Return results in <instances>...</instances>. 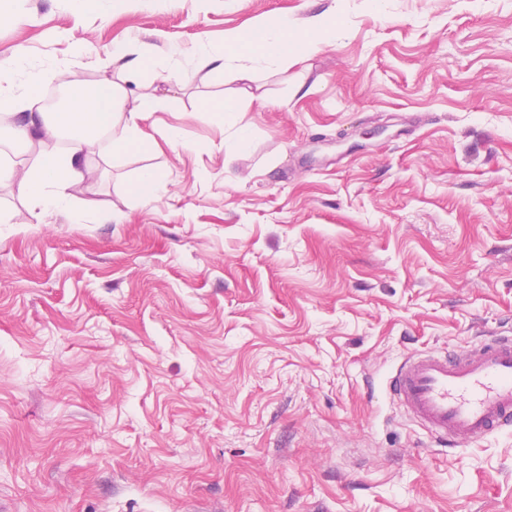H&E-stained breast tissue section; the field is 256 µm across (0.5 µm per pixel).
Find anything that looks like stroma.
<instances>
[{
	"label": "stroma",
	"instance_id": "stroma-1",
	"mask_svg": "<svg viewBox=\"0 0 512 512\" xmlns=\"http://www.w3.org/2000/svg\"><path fill=\"white\" fill-rule=\"evenodd\" d=\"M283 16L336 29L247 79L193 52ZM146 45L181 146L91 156L79 224L0 185V512H512V431L441 448L387 392L512 333V0H0V88ZM207 112L211 118L218 119L224 124L237 126L236 129V146L240 150H246L250 146V138L248 133V124L242 122V117L239 112H245L237 107L227 104L224 99H217L211 101L208 106ZM163 192H165L164 185L156 170L151 167H145L139 171L129 190L130 196L134 198L155 201L161 199Z\"/></svg>",
	"mask_w": 512,
	"mask_h": 512
}]
</instances>
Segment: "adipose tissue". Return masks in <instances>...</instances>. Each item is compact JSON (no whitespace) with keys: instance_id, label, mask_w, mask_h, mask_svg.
Wrapping results in <instances>:
<instances>
[{"instance_id":"1","label":"adipose tissue","mask_w":512,"mask_h":512,"mask_svg":"<svg viewBox=\"0 0 512 512\" xmlns=\"http://www.w3.org/2000/svg\"><path fill=\"white\" fill-rule=\"evenodd\" d=\"M324 26L319 18L303 30L285 17L260 20L245 32L226 31L223 46L200 44L197 55L215 71L226 70L239 61H262L271 67L284 68L291 60L315 48ZM152 59V48L141 49L135 58L123 64L116 78L103 79L85 88L50 118L28 110L31 99L48 80L46 71H28L21 94L0 92V105L10 106L19 115L12 129L13 141L25 149L38 151L34 163L29 165L1 155L0 182H17L31 209L65 212L72 206L74 190L84 181L88 158L102 148L104 133L112 135L108 150L115 158L133 152H156L164 144L172 148L180 145L177 128H168L159 138L145 128L156 98L140 92V75ZM62 136L68 140L67 148L50 149L49 141Z\"/></svg>"}]
</instances>
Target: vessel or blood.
I'll return each instance as SVG.
<instances>
[{
  "label": "vessel or blood",
  "mask_w": 512,
  "mask_h": 512,
  "mask_svg": "<svg viewBox=\"0 0 512 512\" xmlns=\"http://www.w3.org/2000/svg\"><path fill=\"white\" fill-rule=\"evenodd\" d=\"M388 392L442 446L456 448L511 430L512 337L498 335L453 354H408Z\"/></svg>",
  "instance_id": "b4317fda"
}]
</instances>
